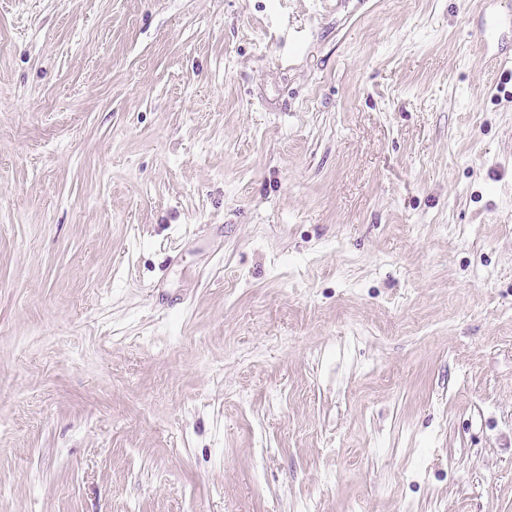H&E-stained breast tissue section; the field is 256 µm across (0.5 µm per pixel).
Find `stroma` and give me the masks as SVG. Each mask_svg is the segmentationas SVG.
Here are the masks:
<instances>
[{"label":"stroma","mask_w":512,"mask_h":512,"mask_svg":"<svg viewBox=\"0 0 512 512\" xmlns=\"http://www.w3.org/2000/svg\"><path fill=\"white\" fill-rule=\"evenodd\" d=\"M479 2L0 0V512H512Z\"/></svg>","instance_id":"obj_1"}]
</instances>
